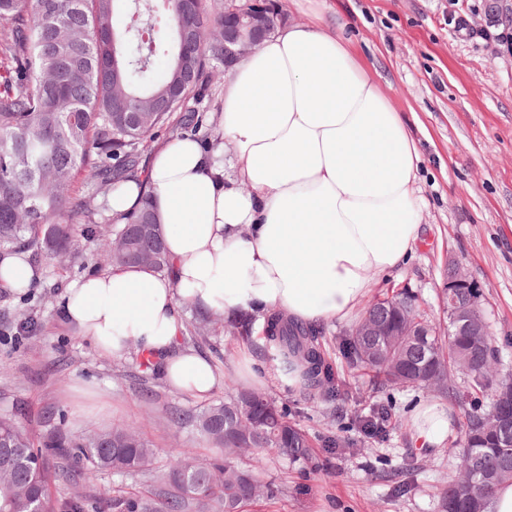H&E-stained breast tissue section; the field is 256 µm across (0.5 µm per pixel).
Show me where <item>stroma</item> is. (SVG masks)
I'll use <instances>...</instances> for the list:
<instances>
[{
  "instance_id": "35a3bbf8",
  "label": "stroma",
  "mask_w": 512,
  "mask_h": 512,
  "mask_svg": "<svg viewBox=\"0 0 512 512\" xmlns=\"http://www.w3.org/2000/svg\"><path fill=\"white\" fill-rule=\"evenodd\" d=\"M284 17L309 21L331 5L333 21L398 111L418 142L416 193L421 231L400 267L373 277L371 297L408 291L431 323L448 324L443 283L460 266L483 288L481 305L498 350L501 373H512V41L504 43L456 28L458 19L484 22L489 0H275ZM38 279L26 292L0 288V332L13 325L20 308L36 311L38 324L21 344L0 343V414L11 412L32 433L65 421L68 430L90 431L131 424L154 444L151 472L123 476L64 469L51 485L58 502L74 495L91 500L118 489H158L170 462L187 453L205 459L211 444L187 424L175 423L174 409L193 410L201 399L180 394L164 381L141 378L133 360L99 354L62 314L67 285L85 274L81 264L35 260ZM355 317L319 325V346L336 376V399L309 396L301 385L270 376L272 362L262 332L249 340L230 333L212 337L224 358L217 370L224 399L241 384L231 368L249 353L265 370L260 386L288 405L293 420L311 437L348 438L345 448H318L320 467L265 456L262 481L283 485L275 499H262L247 512H439L443 489L459 469L452 452L461 438L465 411L486 406L489 396L471 399L470 379L451 377L461 393L451 404L450 432L443 446L418 447L413 407L434 400L425 389L371 387L336 351V339ZM97 384L102 396L80 400L75 386ZM390 408L394 424L385 439L365 435L370 411Z\"/></svg>"
}]
</instances>
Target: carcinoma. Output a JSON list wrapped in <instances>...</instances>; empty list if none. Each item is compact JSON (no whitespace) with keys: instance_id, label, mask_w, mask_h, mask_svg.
<instances>
[{"instance_id":"1","label":"carcinoma","mask_w":512,"mask_h":512,"mask_svg":"<svg viewBox=\"0 0 512 512\" xmlns=\"http://www.w3.org/2000/svg\"><path fill=\"white\" fill-rule=\"evenodd\" d=\"M130 22L114 24L119 7ZM266 14L271 28L283 21L272 0L260 6L242 2L229 17L248 37V15ZM168 61L158 76L153 63ZM224 0H0V252L31 251L47 259L70 250L84 238L100 247L104 261L128 266L136 253L156 258L145 267L167 273L171 263L163 237L139 231L158 224L144 208L98 222L99 210L74 196L79 174L103 195L134 179L152 137L168 128L174 136L189 128H208L196 109L212 92L216 70L225 73ZM377 317L383 336L339 337L337 350L350 367L368 376L377 388L423 387L454 400L451 375L471 377L475 392L492 396L489 409L468 412L464 442L450 452L460 469L488 477L468 494L451 482L441 493V512H488L494 491L512 483V447L507 448L488 416L507 411L495 379L497 350L488 336H446L429 324L414 296L377 297L365 309ZM256 317L244 314L216 327L212 314L197 311L185 341L205 342L218 329L249 338ZM36 322L31 312L19 314L15 342L27 340ZM416 328L424 336H408ZM266 342L278 380L293 377L299 367L307 386L323 397L336 396L332 367L315 333L284 314L266 317ZM172 419L193 426L220 452L197 465L186 455L170 465L166 488L118 491L96 503L100 512H246L259 499L274 498L280 489L262 483L255 469L235 459L249 449L255 460L276 455L313 463V442L290 418L288 407L257 391L213 401L199 410L175 409ZM71 458L89 471L114 474L147 472L156 461L154 444L133 425L81 434L64 425L40 436L15 416L0 414V512H59L50 494L49 459Z\"/></svg>"}]
</instances>
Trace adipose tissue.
Returning <instances> with one entry per match:
<instances>
[{
    "mask_svg": "<svg viewBox=\"0 0 512 512\" xmlns=\"http://www.w3.org/2000/svg\"><path fill=\"white\" fill-rule=\"evenodd\" d=\"M219 120L221 136L169 139L143 179L107 200L115 215L154 208L171 275L114 267L62 295L69 323L102 354L149 353L173 391L199 399L223 380L182 344L184 307L282 312L308 327L344 319L420 234L407 119L323 14L280 25L234 67ZM448 413L414 407L418 444L444 443Z\"/></svg>",
    "mask_w": 512,
    "mask_h": 512,
    "instance_id": "ef3b65f1",
    "label": "adipose tissue"
}]
</instances>
